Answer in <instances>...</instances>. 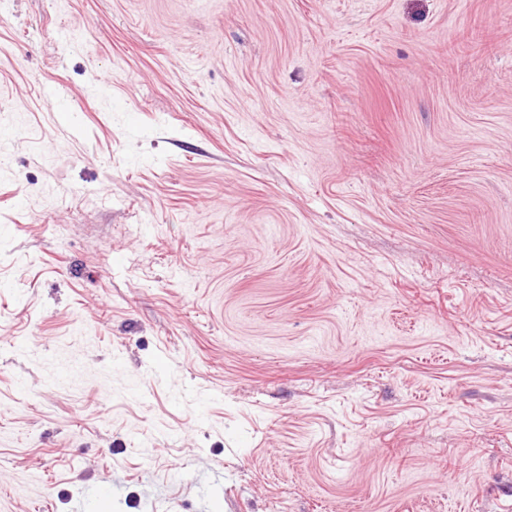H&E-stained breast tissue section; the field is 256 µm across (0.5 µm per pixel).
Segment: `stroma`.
<instances>
[{
  "mask_svg": "<svg viewBox=\"0 0 512 512\" xmlns=\"http://www.w3.org/2000/svg\"><path fill=\"white\" fill-rule=\"evenodd\" d=\"M510 505L512 0H0V512Z\"/></svg>",
  "mask_w": 512,
  "mask_h": 512,
  "instance_id": "35a3bbf8",
  "label": "stroma"
}]
</instances>
